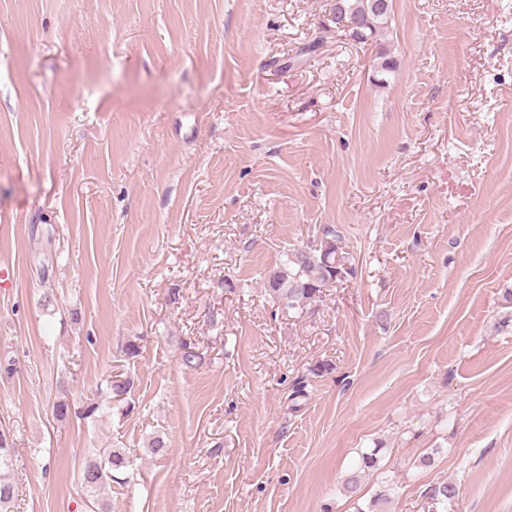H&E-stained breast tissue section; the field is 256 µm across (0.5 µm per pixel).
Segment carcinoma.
I'll use <instances>...</instances> for the list:
<instances>
[{
    "instance_id": "1",
    "label": "carcinoma",
    "mask_w": 512,
    "mask_h": 512,
    "mask_svg": "<svg viewBox=\"0 0 512 512\" xmlns=\"http://www.w3.org/2000/svg\"><path fill=\"white\" fill-rule=\"evenodd\" d=\"M333 12L358 20V25L349 31V35L364 44L386 34L393 13V0H388L387 7L381 11L376 10L374 0H340V4L333 7ZM331 234L332 230H326L317 247L307 246L297 250L268 270L264 280L265 292L279 307L289 311L307 309L317 302L323 288L331 282L342 280L352 271V267L347 265L348 257L340 251L336 240L329 238ZM14 453L11 432L1 427L0 512H8L16 498V487L6 474L13 465ZM128 466V456L108 449L84 462L80 480L88 496L87 508L91 512H107V504L100 501V495L116 480V474ZM393 491V486H384L370 501L368 512H386L385 507L391 501ZM458 495V486L449 481L429 484L422 491V496L430 500L433 506L444 509Z\"/></svg>"
}]
</instances>
